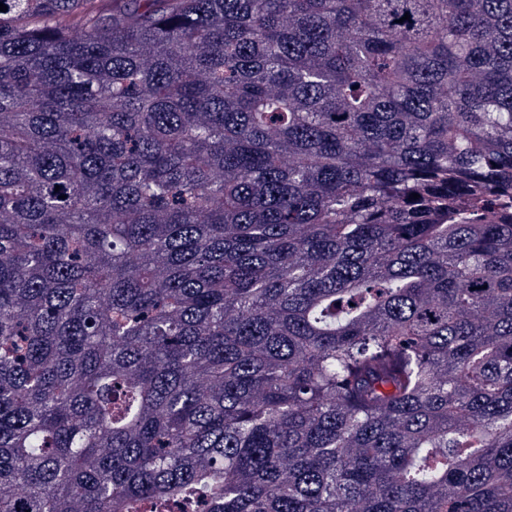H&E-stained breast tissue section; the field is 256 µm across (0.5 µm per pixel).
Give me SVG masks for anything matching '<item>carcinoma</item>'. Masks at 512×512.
Segmentation results:
<instances>
[{"label":"carcinoma","instance_id":"1","mask_svg":"<svg viewBox=\"0 0 512 512\" xmlns=\"http://www.w3.org/2000/svg\"><path fill=\"white\" fill-rule=\"evenodd\" d=\"M0 3V512H512V0Z\"/></svg>","mask_w":512,"mask_h":512}]
</instances>
